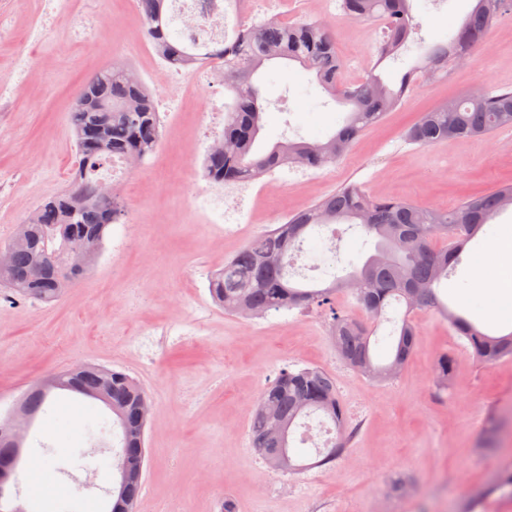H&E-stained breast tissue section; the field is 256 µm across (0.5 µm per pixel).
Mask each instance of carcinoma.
Listing matches in <instances>:
<instances>
[{
    "label": "carcinoma",
    "instance_id": "1",
    "mask_svg": "<svg viewBox=\"0 0 512 512\" xmlns=\"http://www.w3.org/2000/svg\"><path fill=\"white\" fill-rule=\"evenodd\" d=\"M146 36L156 54L178 69L224 66V88L233 102L224 113V146L208 152L203 177L220 187L252 182L269 171L299 162L309 169L334 163L368 128L380 124L388 111L418 83L422 73L431 77L468 60L487 40L491 27L512 14V0H475L456 34L446 44L428 48L406 72L395 89L371 72L362 80L338 86L345 61L336 49L328 24L297 20H264L238 25L221 47L204 53L189 50L182 32H173L166 15V0H137ZM343 15L350 20L378 21L385 29L377 47L376 65L405 45L415 28L410 0H343ZM296 62L315 73L319 84L338 93L352 106L343 124L330 136L313 142H277L258 148L264 107L253 77L267 62ZM130 67L114 64L96 74L85 92L77 94L69 114L76 147V168L70 185L44 199L30 213L17 234L1 245L11 253L9 266H0V288L13 296L52 303L59 300L81 274L66 260L70 244L82 246L99 258L110 227L125 217L115 199L101 194V170L116 157L144 160L162 138V120L144 81L129 75ZM512 127V91L484 88L419 114L405 134L408 143L428 147L448 140L488 136ZM512 205V182L466 198L451 210L409 200L373 196L357 184H346L295 214L285 223L254 237L224 269L211 276L209 291L224 312L245 317L271 310L325 309L329 329L341 360L374 381L394 378L410 359L416 344L412 315L433 310L448 319L465 340L475 359L495 365L512 359V331L487 332L441 297V286L462 261L466 245L482 227ZM347 224L374 240V249L360 265L327 285L292 279L298 246L314 229ZM353 298L377 321L393 304L405 306L394 330L388 362L374 361L371 338L375 328L363 325L335 308L336 294ZM454 358L442 355L435 366L438 381L448 385ZM59 390L87 399L105 392L112 419L92 417L85 436L106 443L116 436L120 445L116 465L118 486L112 489V512H134L143 489L145 429L139 405L149 396L124 370L89 364L80 373H57ZM51 392L33 391L25 398L30 415L46 413ZM320 415L332 422L338 440L316 451L320 459L306 463L292 445L299 421ZM250 445L276 471L299 474L336 462L348 443L343 404L333 378L318 367L280 370L263 388L249 426ZM512 495V462L502 466L491 495Z\"/></svg>",
    "mask_w": 512,
    "mask_h": 512
}]
</instances>
